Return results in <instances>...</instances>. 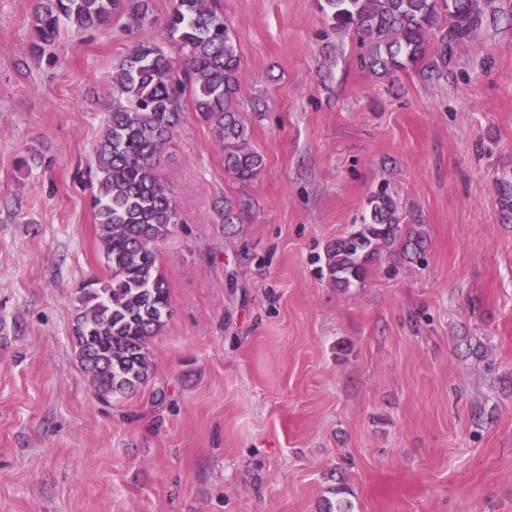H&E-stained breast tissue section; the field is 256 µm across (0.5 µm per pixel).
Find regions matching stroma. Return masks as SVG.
<instances>
[{"label": "stroma", "mask_w": 512, "mask_h": 512, "mask_svg": "<svg viewBox=\"0 0 512 512\" xmlns=\"http://www.w3.org/2000/svg\"><path fill=\"white\" fill-rule=\"evenodd\" d=\"M322 2L219 0L264 165L225 173L183 102L171 314L151 380L105 404L73 341L110 276L95 153L121 58L144 36L178 56L176 2L39 56L34 0H0V512H322L339 488L352 512H512V0L438 80L363 68ZM383 183L425 260L393 246L340 290L320 258Z\"/></svg>", "instance_id": "35a3bbf8"}]
</instances>
